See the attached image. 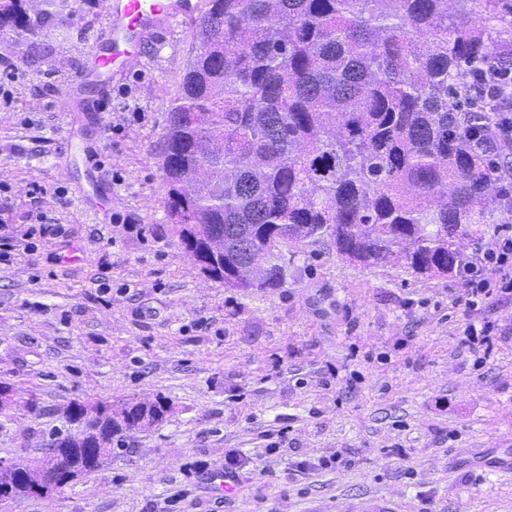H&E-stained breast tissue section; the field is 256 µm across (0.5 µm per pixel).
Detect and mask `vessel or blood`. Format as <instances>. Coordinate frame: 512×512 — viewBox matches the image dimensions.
<instances>
[{"label": "vessel or blood", "instance_id": "vessel-or-blood-1", "mask_svg": "<svg viewBox=\"0 0 512 512\" xmlns=\"http://www.w3.org/2000/svg\"><path fill=\"white\" fill-rule=\"evenodd\" d=\"M106 11L110 27L92 49V65L80 75V82L91 78L107 81L128 69L144 34L194 19L201 11V0H106ZM466 458L494 474L512 471V450L508 448L489 456L473 448Z\"/></svg>", "mask_w": 512, "mask_h": 512}]
</instances>
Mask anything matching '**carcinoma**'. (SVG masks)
Returning <instances> with one entry per match:
<instances>
[{
    "mask_svg": "<svg viewBox=\"0 0 512 512\" xmlns=\"http://www.w3.org/2000/svg\"><path fill=\"white\" fill-rule=\"evenodd\" d=\"M509 0H209L162 171L168 215L210 278L226 282L265 254L257 284L276 286L284 243L329 239L363 265L405 261L420 275L468 266L456 239L512 223L509 166L474 150L504 142L512 109L472 100L470 73L512 72ZM31 22L0 0V24ZM170 404L71 403L82 436L52 447L83 475L121 449L118 435L163 419ZM45 489L0 478V498Z\"/></svg>",
    "mask_w": 512,
    "mask_h": 512,
    "instance_id": "1",
    "label": "carcinoma"
}]
</instances>
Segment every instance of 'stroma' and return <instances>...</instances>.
Returning a JSON list of instances; mask_svg holds the SVG:
<instances>
[{
    "label": "stroma",
    "mask_w": 512,
    "mask_h": 512,
    "mask_svg": "<svg viewBox=\"0 0 512 512\" xmlns=\"http://www.w3.org/2000/svg\"><path fill=\"white\" fill-rule=\"evenodd\" d=\"M32 6L40 24L0 29V225L45 214L63 232L0 261V464L81 435L74 401L172 410L124 431L93 473L0 512H349L372 495L397 512H512V473L448 465L512 448V300L473 309L464 278L323 243L285 244L276 288L209 278L170 222L161 169L194 22L146 38L109 85L71 90L109 23L102 0ZM86 145L107 187L92 200L76 191ZM475 318L495 325L489 349L464 342ZM230 450L243 477L220 494L209 478ZM337 451L347 466L329 463Z\"/></svg>",
    "instance_id": "stroma-1"
}]
</instances>
